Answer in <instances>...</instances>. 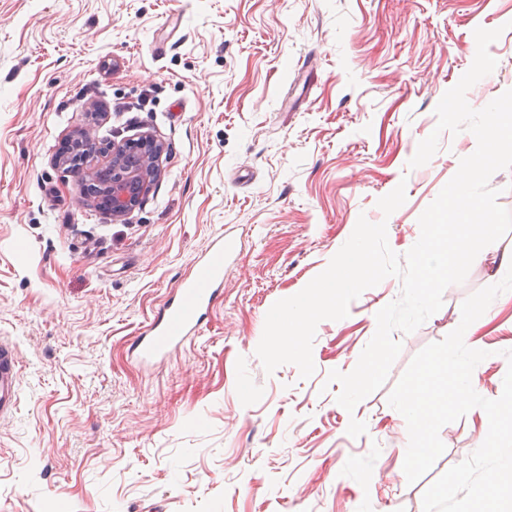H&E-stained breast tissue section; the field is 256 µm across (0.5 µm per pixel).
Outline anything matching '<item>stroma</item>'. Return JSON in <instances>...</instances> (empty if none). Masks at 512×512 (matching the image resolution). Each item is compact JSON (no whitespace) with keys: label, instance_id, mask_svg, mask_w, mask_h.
<instances>
[{"label":"stroma","instance_id":"obj_1","mask_svg":"<svg viewBox=\"0 0 512 512\" xmlns=\"http://www.w3.org/2000/svg\"><path fill=\"white\" fill-rule=\"evenodd\" d=\"M479 27L502 34L467 92L475 109L512 89V0H0V339L21 362L17 408L0 419V512H423L488 417L443 426L444 453L411 484L387 399L463 301L497 283L491 261L395 332L400 355L354 411L328 374L355 368L399 278L319 322L309 378L266 373L256 349L272 305L327 268L359 216L386 222L397 254L418 240L477 142L445 132L427 164H407ZM83 132L166 145L123 220L82 202L55 162ZM401 183L405 203L383 215L378 199ZM220 232L236 242L223 295L191 343L139 365L132 342ZM464 342L488 353L478 394L498 398L512 291ZM354 418L367 425L356 438Z\"/></svg>","mask_w":512,"mask_h":512}]
</instances>
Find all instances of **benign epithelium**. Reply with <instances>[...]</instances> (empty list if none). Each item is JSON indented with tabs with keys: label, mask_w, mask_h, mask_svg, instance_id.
I'll return each instance as SVG.
<instances>
[{
	"label": "benign epithelium",
	"mask_w": 512,
	"mask_h": 512,
	"mask_svg": "<svg viewBox=\"0 0 512 512\" xmlns=\"http://www.w3.org/2000/svg\"><path fill=\"white\" fill-rule=\"evenodd\" d=\"M164 151V145L151 134L141 135L135 142L114 141L112 149L102 155L100 164L83 170L82 162L66 157L59 159L69 170L84 173L92 179L97 171L112 167L113 180L107 191L108 213L114 220H121L139 205L157 176L158 160Z\"/></svg>",
	"instance_id": "obj_1"
}]
</instances>
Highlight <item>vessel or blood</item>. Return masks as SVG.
<instances>
[{"label": "vessel or blood", "instance_id": "obj_1", "mask_svg": "<svg viewBox=\"0 0 512 512\" xmlns=\"http://www.w3.org/2000/svg\"><path fill=\"white\" fill-rule=\"evenodd\" d=\"M235 246L226 235H218L199 259L194 272L182 277L156 312L147 330L132 346L134 359L151 367L169 358L198 334L224 287V266ZM19 352L14 344L0 342V415L13 412L18 402Z\"/></svg>", "mask_w": 512, "mask_h": 512}]
</instances>
